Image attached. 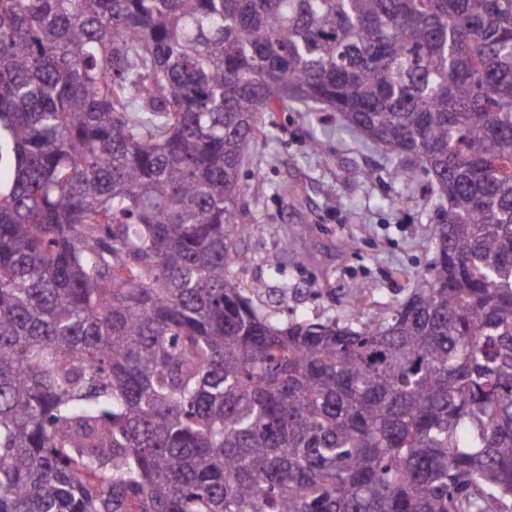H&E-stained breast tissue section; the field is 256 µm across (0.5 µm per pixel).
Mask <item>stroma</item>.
I'll use <instances>...</instances> for the list:
<instances>
[{"label":"stroma","mask_w":512,"mask_h":512,"mask_svg":"<svg viewBox=\"0 0 512 512\" xmlns=\"http://www.w3.org/2000/svg\"><path fill=\"white\" fill-rule=\"evenodd\" d=\"M315 137L322 147L312 152ZM392 165L334 113L276 115L272 138L250 148L241 174L239 207L254 230L238 243L252 260L236 276L253 299L281 313L344 320L402 297L406 274L428 265L440 201L393 182Z\"/></svg>","instance_id":"obj_1"}]
</instances>
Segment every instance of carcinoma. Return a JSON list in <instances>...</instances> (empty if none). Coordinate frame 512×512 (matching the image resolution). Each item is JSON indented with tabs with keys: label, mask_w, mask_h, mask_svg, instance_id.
Segmentation results:
<instances>
[{
	"label": "carcinoma",
	"mask_w": 512,
	"mask_h": 512,
	"mask_svg": "<svg viewBox=\"0 0 512 512\" xmlns=\"http://www.w3.org/2000/svg\"><path fill=\"white\" fill-rule=\"evenodd\" d=\"M295 104L443 200L367 320L234 274ZM0 512H512V0H0Z\"/></svg>",
	"instance_id": "1"
}]
</instances>
